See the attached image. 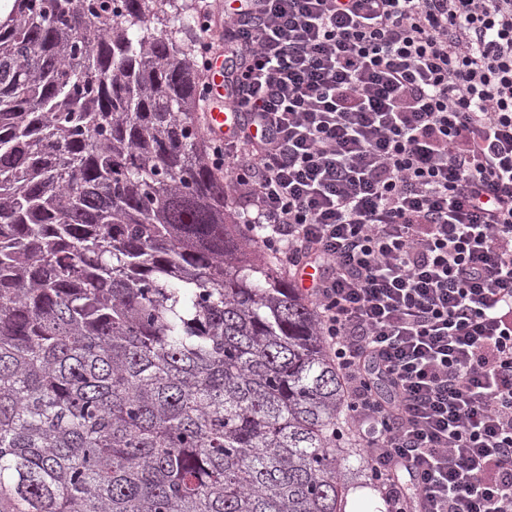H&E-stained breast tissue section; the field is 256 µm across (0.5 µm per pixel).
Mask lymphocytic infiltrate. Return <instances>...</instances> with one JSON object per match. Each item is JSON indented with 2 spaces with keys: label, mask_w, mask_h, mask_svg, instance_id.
Instances as JSON below:
<instances>
[{
  "label": "lymphocytic infiltrate",
  "mask_w": 512,
  "mask_h": 512,
  "mask_svg": "<svg viewBox=\"0 0 512 512\" xmlns=\"http://www.w3.org/2000/svg\"><path fill=\"white\" fill-rule=\"evenodd\" d=\"M215 169L305 291L386 512H512V0H236Z\"/></svg>",
  "instance_id": "1"
}]
</instances>
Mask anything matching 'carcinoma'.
Here are the masks:
<instances>
[{
    "label": "carcinoma",
    "mask_w": 512,
    "mask_h": 512,
    "mask_svg": "<svg viewBox=\"0 0 512 512\" xmlns=\"http://www.w3.org/2000/svg\"><path fill=\"white\" fill-rule=\"evenodd\" d=\"M196 26L0 16V512H344L343 382L208 160Z\"/></svg>",
    "instance_id": "cac0c4a2"
}]
</instances>
